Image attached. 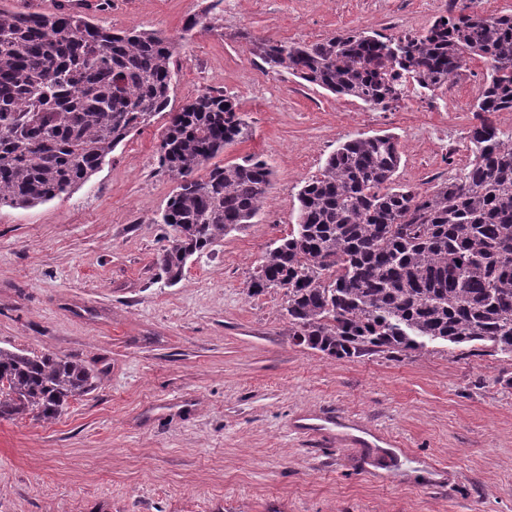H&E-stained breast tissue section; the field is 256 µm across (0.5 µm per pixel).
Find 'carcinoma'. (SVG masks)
<instances>
[{
  "mask_svg": "<svg viewBox=\"0 0 512 512\" xmlns=\"http://www.w3.org/2000/svg\"><path fill=\"white\" fill-rule=\"evenodd\" d=\"M220 4L210 0L178 36L0 9V205L31 207L84 185L163 117L158 165L177 182L156 220L174 230L157 259L168 284L194 254L252 223L274 170L255 155L216 161L252 136L234 100L208 91L170 108L177 48L199 24L218 28ZM250 50L273 71L382 111L410 84L433 94L474 58L487 64L464 168L423 191L401 186L398 137L358 135L300 189L296 224L245 288L282 291L292 338L338 360L420 354L436 342L512 356V138L493 120L512 112V15L462 0L404 38H256ZM98 380L78 360L0 347V419H54Z\"/></svg>",
  "mask_w": 512,
  "mask_h": 512,
  "instance_id": "obj_1",
  "label": "carcinoma"
}]
</instances>
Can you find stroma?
Here are the masks:
<instances>
[{
    "mask_svg": "<svg viewBox=\"0 0 512 512\" xmlns=\"http://www.w3.org/2000/svg\"><path fill=\"white\" fill-rule=\"evenodd\" d=\"M204 0H112L90 19L177 35ZM219 29L179 48L173 106L234 98L274 168L256 223L189 259L177 285L156 223L175 183L158 172L161 122L129 135L69 194L0 207V347L75 358L99 372L52 421L0 419V512H512V358L447 344L336 360L289 334L282 291L244 283L295 222L297 194L360 134L401 143L398 182L426 190L470 159L472 60L448 94L373 110L249 52L246 35L313 42L368 29L417 32L448 0H223ZM331 409L398 441L341 447L300 434Z\"/></svg>",
    "mask_w": 512,
    "mask_h": 512,
    "instance_id": "1",
    "label": "stroma"
}]
</instances>
